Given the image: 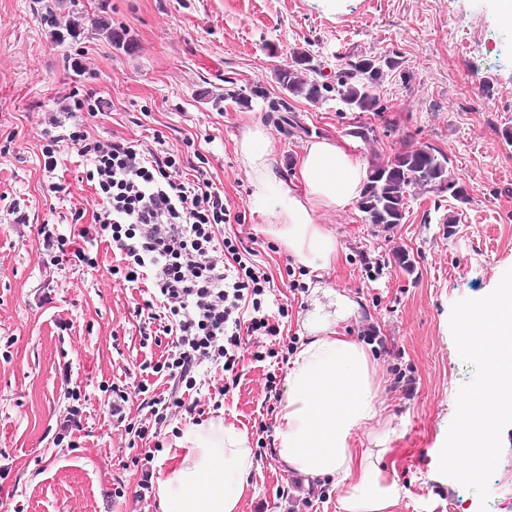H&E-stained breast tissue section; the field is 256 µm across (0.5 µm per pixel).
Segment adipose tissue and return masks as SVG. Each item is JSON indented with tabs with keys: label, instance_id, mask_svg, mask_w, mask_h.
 I'll list each match as a JSON object with an SVG mask.
<instances>
[{
	"label": "adipose tissue",
	"instance_id": "ef3b65f1",
	"mask_svg": "<svg viewBox=\"0 0 512 512\" xmlns=\"http://www.w3.org/2000/svg\"><path fill=\"white\" fill-rule=\"evenodd\" d=\"M236 152L252 176L253 211L294 261L319 271L339 254L334 231L318 221L322 208H344L361 196L367 174L347 149L327 138L307 141L295 183L278 179V156L262 124L248 127ZM334 319L305 321L309 339L296 351L277 414L280 460L305 482L330 481L340 512H394L401 489L387 477V437L361 453L351 438L379 421L374 372L363 346L338 331L354 310L345 295L327 291ZM155 475L160 512H238L254 465L246 433L217 418L193 427L169 449Z\"/></svg>",
	"mask_w": 512,
	"mask_h": 512
}]
</instances>
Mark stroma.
<instances>
[{
	"mask_svg": "<svg viewBox=\"0 0 512 512\" xmlns=\"http://www.w3.org/2000/svg\"><path fill=\"white\" fill-rule=\"evenodd\" d=\"M50 6L59 20L80 19L81 31L51 38ZM100 17L126 33L133 51L96 31ZM296 48L320 62L325 82L338 58L396 56L401 67L380 89L387 109L368 117L375 140L346 135L355 115L338 102L300 97L292 104L305 131L289 135L286 113L269 103L283 95L276 72ZM89 87L108 103L83 115L91 138L177 151L188 160L184 178L200 170L223 190L238 220L220 226V237L254 239V262L283 309L268 348L283 355L303 342L314 288L355 302L340 328L367 349L383 414L355 430L353 445L374 448L389 432L400 512H479L473 491L439 473L436 449L460 386L474 376L452 336V307L489 294L512 269V24L497 0H344L335 14L322 0H0V502L11 512H158L155 493L141 489L143 473L164 465L190 427L220 417L247 434L255 456L239 512H338L330 482L305 485L277 457L280 403L266 401L264 383L270 373L286 378L288 366L273 358L245 356L233 372L205 365L189 392L201 415L175 414L149 443L129 434L149 417L150 395L167 389L132 366L164 360L171 348L167 336L142 341L137 305L148 290L119 284L111 274L119 258L107 245L92 269L57 261L38 242L41 225L66 234L73 216L89 224L98 209L84 158L61 147L49 172L41 153L50 116H63ZM252 88L248 105L231 97ZM256 122L279 156V177H293L311 136L348 147L368 168L431 144L470 201L416 196L389 229L366 224L354 205L321 209L340 255L320 278L289 274L294 261L252 211L251 176L235 150ZM399 250L412 269L397 262ZM116 385L129 395L121 422L111 411ZM74 407L81 424L62 433ZM501 439L488 512H512V425Z\"/></svg>",
	"mask_w": 512,
	"mask_h": 512,
	"instance_id": "35a3bbf8",
	"label": "stroma"
}]
</instances>
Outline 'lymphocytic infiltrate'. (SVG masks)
Returning <instances> with one entry per match:
<instances>
[{
	"mask_svg": "<svg viewBox=\"0 0 512 512\" xmlns=\"http://www.w3.org/2000/svg\"><path fill=\"white\" fill-rule=\"evenodd\" d=\"M99 109V97L86 90L42 155L50 172L65 144L88 161L86 179L94 183L101 209L80 235L112 243L121 255L113 272L122 282L151 280V298L143 307L161 309L167 320L164 332L173 342L165 360L139 365L164 375L169 385L166 395L149 402L152 427L134 430L143 439L174 412L194 414L196 404L186 403L182 392L195 387L199 367L211 363L234 371L250 337H275L280 329L262 308L268 277L245 257L242 241L217 237L219 225L231 217L223 192L201 175L179 180L178 155L146 151L125 138L90 139L79 115Z\"/></svg>",
	"mask_w": 512,
	"mask_h": 512,
	"instance_id": "1",
	"label": "lymphocytic infiltrate"
}]
</instances>
